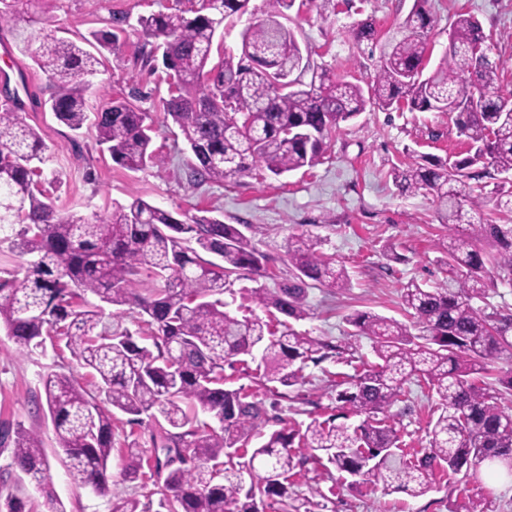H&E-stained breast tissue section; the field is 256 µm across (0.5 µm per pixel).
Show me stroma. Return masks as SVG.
<instances>
[{
    "label": "stroma",
    "mask_w": 512,
    "mask_h": 512,
    "mask_svg": "<svg viewBox=\"0 0 512 512\" xmlns=\"http://www.w3.org/2000/svg\"><path fill=\"white\" fill-rule=\"evenodd\" d=\"M319 14L313 0H295L287 25L300 44L311 70L329 77H347L366 83L375 73L389 42L414 0H333ZM181 4L199 8L201 0H0V10L10 14L0 24V95L16 92L26 107L24 123L42 137L47 150L41 189L54 206L90 219L111 212L113 206L139 198L151 205L189 216H218L228 224L246 225V233L268 258L269 275L257 284L276 288L288 282L292 267L286 254L291 234L306 232L320 241V249L343 265L350 277L347 288L310 287L306 296L309 315L295 322L297 331L340 345L350 331L345 321L353 311L403 319L400 291L415 280L433 286L448 276L441 259L448 245V227L441 224L430 195L403 191L392 170L413 162L416 156H465L470 145L460 137L444 112H386L366 108L342 123L329 139L325 154L313 168L274 176L262 169L201 186L190 182L191 155L164 103L171 86L163 67H149L146 59L153 41L144 36L139 17ZM436 20L430 35L429 64L437 66L448 46V30L456 13L467 12L482 25L487 53L498 65V85L512 93V0H429ZM123 29L113 49L103 50L98 74L87 93L91 107L139 88L134 104L150 114L152 147L163 161L139 171L116 165L99 146L92 125L71 131L52 112L43 110L53 87L32 57L46 34L80 41L111 29L114 19ZM371 21L374 40L356 42L354 26ZM249 279L236 281L237 294L230 308L237 315L254 313L246 288ZM65 366L88 388L97 380L79 368L65 347L30 353L20 349L0 330V427L17 425L41 434L50 464L51 488L66 512H107L106 498L76 488L60 461L42 378L53 364ZM343 361L308 365L304 384L287 389L285 396L270 393L252 376L237 372L229 388H244L263 401L270 418L267 430L279 420L306 424L327 419L336 411V393L329 376L350 373ZM406 401L391 412L394 426L407 447L424 443L436 401L417 385H409ZM319 464L307 463L294 477L295 499L311 497L314 488L333 490L325 512H464L474 494H482L488 512H512V478L488 474L485 468L452 477L438 476L423 495L390 492L383 485L332 482L320 479Z\"/></svg>",
    "instance_id": "35a3bbf8"
}]
</instances>
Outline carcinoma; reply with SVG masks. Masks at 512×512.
Listing matches in <instances>:
<instances>
[{"label": "carcinoma", "instance_id": "cac0c4a2", "mask_svg": "<svg viewBox=\"0 0 512 512\" xmlns=\"http://www.w3.org/2000/svg\"><path fill=\"white\" fill-rule=\"evenodd\" d=\"M248 2L202 0L192 18L177 7L140 18L175 78L176 95L166 111L194 157L191 181L241 177L256 165L275 176L311 168L325 140L369 106L389 111L405 102L412 112H446L474 152L454 159L420 155L394 179L407 191L435 198L452 231L441 259L449 277L428 288L413 280L402 286L408 322L367 311L347 315L352 336L372 340L371 361L290 324L308 317L306 281L349 285L348 272L320 250L316 237L302 232L287 243L296 281L250 292L257 307L284 316L281 330L257 316L238 318L224 301L233 293L232 276H267L265 255L239 225L207 216L182 220L139 198L91 220L60 212L34 180L33 163L43 162L45 145L20 120L18 97H7L0 103V240L27 260L22 280L0 282V328L28 351L64 343L77 365L98 379L94 395L73 373L52 370L43 387L71 480L108 498V512H146L147 505L110 489L112 412L98 401L101 394L112 409L154 422V471L164 479L140 488L149 501L159 495L165 512H266L276 504L281 512H299L288 487L311 459L413 497L429 491L438 472L512 459V408L499 404L501 392L489 382L497 362L512 360V313L487 314L471 305L485 297L489 273L512 277V224L483 213L491 200L498 212L512 213V186L488 191L483 182L512 174V94L497 85V65L482 50L481 24L456 14L449 53L427 73L435 20L427 0H415L401 38L389 44L367 87L324 75L304 83L294 76L303 71L299 42L281 22L294 0H266L267 18L245 29L240 53L214 45L221 24L246 12ZM215 53L219 61L209 68ZM36 64L52 83L49 109L58 122L76 131L93 120L98 143L123 168L162 161L151 149L148 112L113 98L89 113L85 92L100 64L91 51L47 35ZM479 163L482 170H471ZM459 224L469 225V232H456ZM484 241L496 252H484ZM90 294L119 315L129 307L147 334L112 329L102 309L89 303ZM256 351L262 382L286 387L304 382L307 362L350 353L354 373L338 382L346 388L336 392V401L362 421L351 428L333 418L314 419L303 429L259 431L262 403L224 384V364L239 356L244 364ZM496 381L512 391V371ZM412 382L437 396L438 415L427 446L406 453L391 408L406 398L405 385ZM6 444L7 468L18 481L29 479L53 512H64L49 490L40 434L19 424L0 432V447ZM183 452L192 463L175 462ZM145 455L137 442L126 445L123 480L144 477ZM0 512H35V505L22 497L21 485L13 491L3 486Z\"/></svg>", "mask_w": 512, "mask_h": 512}]
</instances>
